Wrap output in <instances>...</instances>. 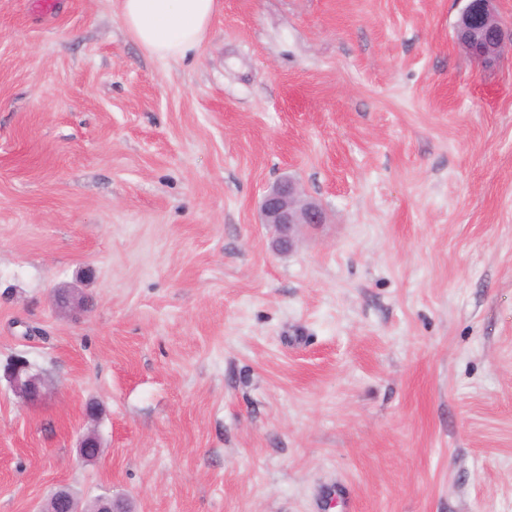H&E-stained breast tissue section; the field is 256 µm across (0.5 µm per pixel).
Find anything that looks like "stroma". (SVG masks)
Instances as JSON below:
<instances>
[{
  "mask_svg": "<svg viewBox=\"0 0 512 512\" xmlns=\"http://www.w3.org/2000/svg\"><path fill=\"white\" fill-rule=\"evenodd\" d=\"M461 8L217 0L161 63L119 0H0V365L49 385L0 381V512H512V50ZM285 175L327 221L280 255ZM453 29L461 50L474 60L491 65L512 47V28H506L497 10L498 0H465ZM24 359V360H23ZM4 366L3 377L6 378L15 392L26 402L40 401L47 389L46 379L39 373H33L29 362L23 358ZM61 501H66L69 504L67 511L69 512H85L87 509L83 508L80 502L71 495L70 491L64 488L55 490L44 503L40 512H56L58 504Z\"/></svg>",
  "mask_w": 512,
  "mask_h": 512,
  "instance_id": "obj_1",
  "label": "stroma"
}]
</instances>
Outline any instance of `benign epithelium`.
I'll use <instances>...</instances> for the list:
<instances>
[{"label": "benign epithelium", "mask_w": 512, "mask_h": 512, "mask_svg": "<svg viewBox=\"0 0 512 512\" xmlns=\"http://www.w3.org/2000/svg\"><path fill=\"white\" fill-rule=\"evenodd\" d=\"M453 29L459 48L487 65L499 62L505 48L512 47V28L502 23L497 0H466ZM260 223L270 229L273 249L280 254H288L296 246L298 233L305 227L326 223V215L318 204L307 198L298 182L285 177L264 195L260 205ZM55 303L63 313L83 308V300L70 291L58 293ZM3 377L27 403L40 401L46 393V379L32 372L25 359L4 366ZM62 501L68 502V512H85L80 502L64 488L55 490L40 512H57Z\"/></svg>", "instance_id": "7a95c632"}]
</instances>
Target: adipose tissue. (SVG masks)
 I'll use <instances>...</instances> for the list:
<instances>
[{
    "label": "adipose tissue",
    "mask_w": 512,
    "mask_h": 512,
    "mask_svg": "<svg viewBox=\"0 0 512 512\" xmlns=\"http://www.w3.org/2000/svg\"><path fill=\"white\" fill-rule=\"evenodd\" d=\"M119 18L144 52L159 61L182 59L204 42L216 0H120Z\"/></svg>",
    "instance_id": "adipose-tissue-1"
}]
</instances>
